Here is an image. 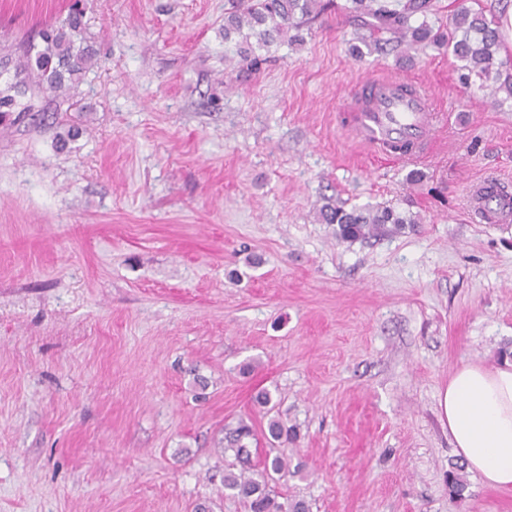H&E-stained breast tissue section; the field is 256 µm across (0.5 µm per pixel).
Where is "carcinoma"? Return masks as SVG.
I'll return each mask as SVG.
<instances>
[{
    "label": "carcinoma",
    "instance_id": "cac0c4a2",
    "mask_svg": "<svg viewBox=\"0 0 512 512\" xmlns=\"http://www.w3.org/2000/svg\"><path fill=\"white\" fill-rule=\"evenodd\" d=\"M333 6L331 0H231V9L224 14V40L246 27L258 43L267 46ZM345 9L357 18L373 20L379 30L396 35L409 48L433 45L451 49L467 70L463 79L473 74L484 82L496 83L497 89L512 95V81H500L501 64L496 59L498 33L483 11L460 7L452 18V31L444 35L424 22L417 26L410 23L412 16H424L430 11V0H406L401 10L393 7L392 0H347ZM82 18L83 12L75 4L66 24L48 25L40 31L41 44L24 40L21 55L0 57V79L14 73L13 79H4L0 84V120L11 112L22 115L37 111L36 100L41 94L63 102L70 99L74 84L94 64V54L83 45ZM320 220L336 225V239L351 242L382 237L416 223L413 217L386 206L348 211L333 204L320 209ZM265 435L270 441L278 442L292 438L294 430L274 416L267 421ZM253 437L252 426L244 420L226 433L224 450L234 452L242 471L224 473V488L242 500L250 512H309L303 500L286 504L277 501L272 483L276 482V476L288 472V464L281 457H268L262 470L248 472L249 440ZM467 488L460 469L448 471L450 493L461 497Z\"/></svg>",
    "mask_w": 512,
    "mask_h": 512
}]
</instances>
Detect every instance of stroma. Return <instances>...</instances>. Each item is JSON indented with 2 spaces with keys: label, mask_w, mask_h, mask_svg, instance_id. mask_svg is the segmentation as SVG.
Instances as JSON below:
<instances>
[{
  "label": "stroma",
  "mask_w": 512,
  "mask_h": 512,
  "mask_svg": "<svg viewBox=\"0 0 512 512\" xmlns=\"http://www.w3.org/2000/svg\"><path fill=\"white\" fill-rule=\"evenodd\" d=\"M73 2L0 0V53ZM81 2L98 56L72 109L0 121V512H249L224 487L241 420L252 467L276 452L310 512H512L472 471L449 494L437 402L512 352V224L470 223L465 198L512 179V98L342 11L247 62L227 0ZM360 32L379 46L359 60ZM377 75L435 94L431 157L345 129ZM329 202L417 224L343 242ZM261 388L296 440L269 447Z\"/></svg>",
  "instance_id": "stroma-1"
}]
</instances>
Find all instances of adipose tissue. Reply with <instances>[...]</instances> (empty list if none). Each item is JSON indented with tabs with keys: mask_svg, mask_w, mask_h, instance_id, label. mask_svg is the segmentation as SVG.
Instances as JSON below:
<instances>
[{
	"mask_svg": "<svg viewBox=\"0 0 512 512\" xmlns=\"http://www.w3.org/2000/svg\"><path fill=\"white\" fill-rule=\"evenodd\" d=\"M438 406L456 454L489 486L512 491V365H461Z\"/></svg>",
	"mask_w": 512,
	"mask_h": 512,
	"instance_id": "adipose-tissue-1",
	"label": "adipose tissue"
}]
</instances>
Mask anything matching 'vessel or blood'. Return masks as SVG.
Masks as SVG:
<instances>
[{
  "label": "vessel or blood",
  "mask_w": 512,
  "mask_h": 512,
  "mask_svg": "<svg viewBox=\"0 0 512 512\" xmlns=\"http://www.w3.org/2000/svg\"><path fill=\"white\" fill-rule=\"evenodd\" d=\"M348 114L363 146L411 158L430 152L439 132L434 97L405 77L368 78L358 88ZM466 196L470 219L512 223V182L489 175L471 181Z\"/></svg>",
  "instance_id": "1"
}]
</instances>
